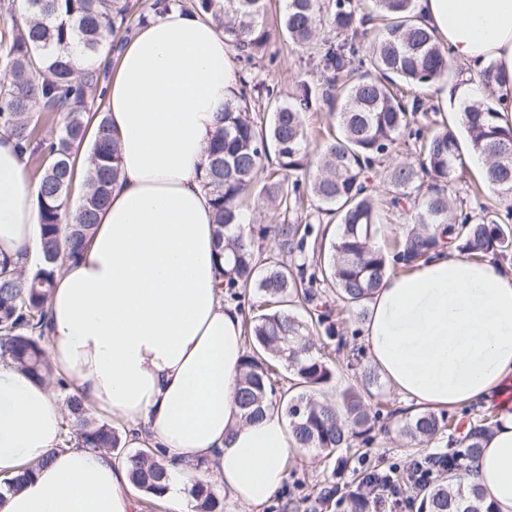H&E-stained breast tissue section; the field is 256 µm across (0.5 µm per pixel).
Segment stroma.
I'll return each instance as SVG.
<instances>
[{"label": "stroma", "mask_w": 512, "mask_h": 512, "mask_svg": "<svg viewBox=\"0 0 512 512\" xmlns=\"http://www.w3.org/2000/svg\"><path fill=\"white\" fill-rule=\"evenodd\" d=\"M340 33L323 30L319 39L301 48H292L282 43L271 46L270 56L257 65L238 61L237 68L248 78L258 83L275 86L280 96L292 95L301 83H313L319 80L317 64L324 52L325 42H340ZM448 200L454 210L465 211L473 215L480 214L483 208H497L501 197L490 192L481 183L479 171L469 164H459L455 176L448 184ZM363 322L351 318L341 326L349 336L347 348L336 355V364L340 371L339 385H347L355 380V367L352 360L361 364H370L368 353L363 350L361 334ZM375 399L382 405L383 412L389 413L385 431L379 432L375 441L368 446L354 448V462L342 470H334L331 460L323 458L315 450H292L287 456V479L279 494L261 506L239 503L225 498L224 512H347L344 500L349 491L355 488L363 470L379 468L388 470L398 467L408 470L412 464L409 440L400 432V426L408 419L410 412L402 399L388 387L375 391ZM497 404L472 406L451 411L453 425L449 434L437 437L428 446L420 448V455L444 452L448 449V440L463 436L476 419L496 420Z\"/></svg>", "instance_id": "stroma-1"}]
</instances>
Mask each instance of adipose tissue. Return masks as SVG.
Instances as JSON below:
<instances>
[{
	"mask_svg": "<svg viewBox=\"0 0 512 512\" xmlns=\"http://www.w3.org/2000/svg\"><path fill=\"white\" fill-rule=\"evenodd\" d=\"M452 61L492 64L509 81L512 0H415ZM238 76L211 17L170 7L118 51L105 114L120 174L81 260L48 302V355L85 406L125 423L128 448H159L172 512H193L180 477L205 460L243 504L273 498L287 477L291 433L280 410L240 418L235 392L243 317L224 301L210 196L200 170ZM42 261L39 186L15 139L0 135V259ZM364 344L405 400L426 409L491 402L512 390V275L456 248L385 278L369 301ZM50 386L0 363V480L35 467L0 512H134L126 467L111 453L61 444ZM464 483L512 512V409H501Z\"/></svg>",
	"mask_w": 512,
	"mask_h": 512,
	"instance_id": "obj_1",
	"label": "adipose tissue"
}]
</instances>
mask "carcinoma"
I'll use <instances>...</instances> for the list:
<instances>
[{
  "mask_svg": "<svg viewBox=\"0 0 512 512\" xmlns=\"http://www.w3.org/2000/svg\"><path fill=\"white\" fill-rule=\"evenodd\" d=\"M278 21L269 18L270 0H197L196 9L218 21L228 45L249 63L263 59L283 36L302 47L327 24L346 35L329 42L319 61L322 82L299 85L293 100H282L273 86L260 87L239 77L233 99L214 133L201 182L212 196L219 241L231 256L224 270V290L241 301L249 289L269 299L265 312L245 321L250 348L241 366L236 400L245 421L252 422L273 407L288 421L293 448L316 449L334 457L337 467L348 463L355 443L369 444L376 429H384L381 413H370L361 391L378 386L377 371L363 368L361 388L348 386L337 401L316 394L336 382L332 350L347 346L336 330L334 310L364 315V304L392 271H410L440 247L436 224H444L457 249L479 257L495 248L512 254V224L488 208L474 218L449 215L447 187L461 160L462 145L448 123L429 131L418 125L426 111L423 99L398 94V85H429L446 77L448 54L425 26L414 0H372L383 20L367 53L359 55L360 27L365 19L336 0H284ZM21 21L0 31V63L9 80L0 85V132L14 138L27 158L39 161L38 182L43 263L27 274L0 260V360L13 364L32 379L53 377L44 338L47 300L56 276L68 261L82 257L99 212L109 201L119 174V155L105 115L94 111L100 89L99 47L127 8L120 0H20ZM86 66L77 71L72 54ZM487 92L484 101L467 107L463 122L467 146L484 158L489 182L503 198L512 197V127L498 123L503 98L495 88L505 78L490 64L479 73ZM265 93L268 116L262 123L250 116L253 94ZM327 106L336 132L311 146L305 112ZM64 112L66 122L54 138L40 134L42 114ZM97 119L91 144L92 168L82 200L69 210L76 148L86 140L89 119ZM413 140L415 157L387 167L384 194L370 189V172L382 166L402 137ZM274 153L276 168L264 160ZM278 214L309 199L318 212L338 220L335 239L326 230L283 219L258 227L244 222L243 203L250 193ZM383 200L410 212L411 227L387 252L375 243L377 204ZM316 254L313 270L285 257ZM335 297L322 300L319 285ZM304 310L301 316L298 310ZM316 336L320 346L311 342ZM449 426L444 413L424 411L405 421L402 430L419 447L429 444ZM491 423H476L463 438L466 456L477 454ZM62 445L115 454L129 471L133 488L159 504L170 475L158 448H123L112 424L91 418L75 393L66 398L61 427ZM34 468L4 482L6 494L21 488ZM195 512H224V500L211 486L197 482L189 490ZM418 512H492L477 490L465 495L439 477L421 493Z\"/></svg>",
  "mask_w": 512,
  "mask_h": 512,
  "instance_id": "cac0c4a2",
  "label": "carcinoma"
}]
</instances>
